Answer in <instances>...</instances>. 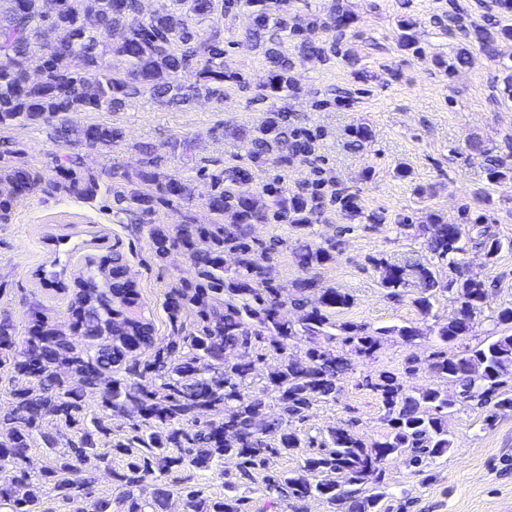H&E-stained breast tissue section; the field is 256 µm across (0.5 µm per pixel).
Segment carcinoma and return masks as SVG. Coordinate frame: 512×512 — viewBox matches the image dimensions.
Returning <instances> with one entry per match:
<instances>
[{"instance_id":"cac0c4a2","label":"carcinoma","mask_w":512,"mask_h":512,"mask_svg":"<svg viewBox=\"0 0 512 512\" xmlns=\"http://www.w3.org/2000/svg\"><path fill=\"white\" fill-rule=\"evenodd\" d=\"M53 2L58 8L50 12L48 0H0V131L45 125L51 138L69 149L38 165L18 143L0 137V224L10 223L18 203L31 195L98 199L103 209L129 223L148 225L155 260L164 262L179 251L191 261L193 278L171 289L165 309L174 329L185 309L193 310L197 321L188 334L159 344L152 321L135 311L140 293L125 278L127 264L117 251L101 256L96 270L76 281L69 326L40 306L19 340L14 323L1 318L0 369L27 384L12 389L9 408L0 410V469L12 471L10 482L0 484V512H46V488L72 512H82L78 503L88 484L82 468L110 465L96 435L109 434L106 419L116 415L130 421L139 452L117 475V496L101 500L96 512H166L176 492L181 512H242L243 498L232 485L225 486L224 498L214 500L191 486L176 489L163 477L186 468L209 470L235 457L241 460V478L254 482L253 472L266 467L267 454H290L304 446L295 422L313 405L341 395L352 356L373 355L390 334L411 341L418 333L407 327L369 331L332 321L352 298L318 287L310 272L335 258L334 242L313 247L296 239L295 258L309 276L290 296L266 275L269 248L251 239L252 225L289 224L301 231L321 213L327 196L353 220L361 215L356 196L331 193L322 179L295 193L269 183L243 196L236 184L249 178L245 166L205 168L211 219L201 224L185 209L191 191L184 179L166 170L179 141L138 145L141 160L133 169L93 168L86 154L112 148L124 133L71 116L117 112L145 98L175 108L201 96L222 100L224 83H237L239 76L224 61L221 31L204 35L199 26L242 7L253 17L247 38L267 44L269 79L261 98H278L294 83V62L281 50V40L299 39L304 55L326 57L324 48L304 38L318 18L289 16L286 0H171V7L150 14L144 0ZM473 34L489 51L498 39L512 38V27L490 12ZM245 138L250 163L285 169L307 160L318 134L297 127L288 112L277 109ZM468 149L486 156L490 181L512 180V171L488 155L482 141L470 142ZM178 208L181 223H151L157 212ZM466 242L489 257L500 248L487 225L432 224L428 248L456 278L446 282L419 269L421 292L415 299L425 314L438 291L451 293L458 304V317L438 325L442 348L433 353L435 373L451 380L456 392L450 395L446 387L415 391L392 372L366 380L379 395L388 424L382 439L367 443L336 427L321 441L322 451L301 466L265 475L264 496L321 497L336 507L334 512H390L382 477L376 476L382 461L397 456L415 470L446 455L452 446L448 416L475 398L493 404L491 419L512 410V333L458 350L487 292L483 279L458 270ZM226 253L236 256L230 276L224 275ZM377 267L383 287L395 291L410 285L405 267L383 260ZM288 306L300 312L295 323L282 316ZM301 338L310 343L304 360L288 353L290 343ZM258 343L280 356L264 380L254 376ZM147 351L148 359H137ZM48 417L58 424L56 433L43 434L55 464L37 473L29 465L30 443ZM367 484L369 493L361 497L350 490ZM148 485L152 491L144 497Z\"/></svg>"}]
</instances>
